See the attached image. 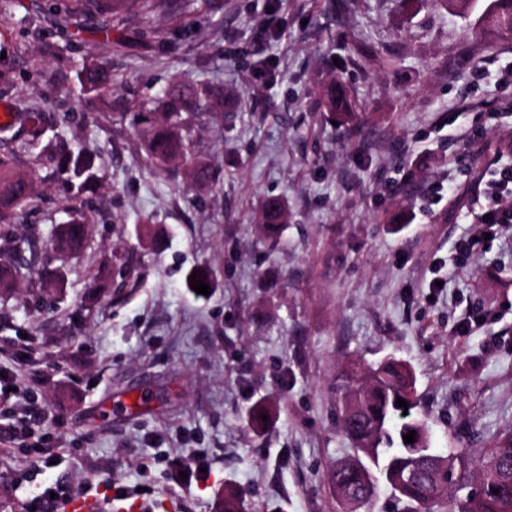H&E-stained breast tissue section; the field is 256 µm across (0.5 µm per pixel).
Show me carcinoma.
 Here are the masks:
<instances>
[{
  "label": "carcinoma",
  "instance_id": "obj_1",
  "mask_svg": "<svg viewBox=\"0 0 512 512\" xmlns=\"http://www.w3.org/2000/svg\"><path fill=\"white\" fill-rule=\"evenodd\" d=\"M167 0H112L110 13H137L145 17L165 7ZM478 24L488 34L512 39V0H486ZM112 82L109 71L101 64L88 63L80 71V83L88 95H96ZM224 110V95L220 86L211 85L205 96L185 91L169 90L160 99L162 112L137 115L142 125L144 149L153 166L162 169L181 161L200 187L212 184L210 168L195 158L179 129V119L193 108ZM319 108L340 118H350L354 108L342 83L326 84L319 99ZM31 124V136L36 138L56 123L50 113L33 112L20 118ZM14 155L0 154V223H9L15 215L31 204L40 194L36 182L23 187L15 179ZM58 174L76 182V195L70 219L61 225L53 246L58 252H77L88 242V225L83 213V197L93 193L98 174L92 157L69 151L57 166ZM286 219L283 201L271 199L260 217L262 232L268 238L279 235ZM13 254L8 268H0V281L16 282L24 274L36 272L38 247L23 239L6 240ZM336 396L343 432L350 440L357 459L343 462L329 474L336 497L345 512L369 504L376 492L373 470H378L383 483L390 488L402 512H434V508L455 487L462 490L469 481L466 449L458 448L444 455L432 448V432L428 421L414 413L417 407L416 378L409 365L388 355L367 366L349 363L336 374ZM408 403L404 409L397 399ZM408 414H403V411ZM415 432V442L407 443L403 436ZM475 489L452 501V512H512V436L498 438L484 450V460L475 477ZM218 512H244L241 494L228 488Z\"/></svg>",
  "mask_w": 512,
  "mask_h": 512
}]
</instances>
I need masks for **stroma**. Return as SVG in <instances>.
Returning a JSON list of instances; mask_svg holds the SVG:
<instances>
[{"mask_svg":"<svg viewBox=\"0 0 512 512\" xmlns=\"http://www.w3.org/2000/svg\"><path fill=\"white\" fill-rule=\"evenodd\" d=\"M182 5L116 21L117 51L72 0H0V102L61 114L39 152L84 151L100 177L88 245L61 256L50 242L74 191L17 158L42 194L10 230L55 278L48 293L35 274L0 293V367L20 366L47 415L34 439L60 462L34 466L0 409V504L21 512L55 483L99 512H216L232 485L245 512H341L327 473L354 450L334 378L389 353L415 374L434 448L468 449L478 467L512 434V234L460 243L488 206L477 177L512 162L498 147L512 112L496 109L512 96L498 80L512 40L429 0ZM91 59L112 69L99 98L79 81ZM337 77L356 129L315 110ZM213 80L223 111L182 115L217 182L201 190L182 164L151 166L129 115ZM273 196L288 221L270 243L258 217ZM120 251L133 256L122 277ZM259 402L274 413L258 433Z\"/></svg>","mask_w":512,"mask_h":512,"instance_id":"obj_1","label":"stroma"}]
</instances>
